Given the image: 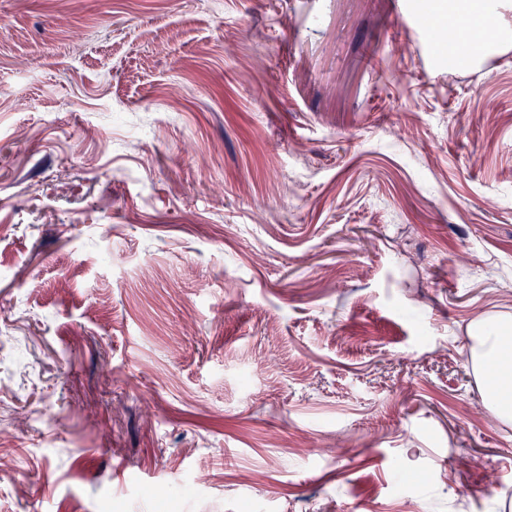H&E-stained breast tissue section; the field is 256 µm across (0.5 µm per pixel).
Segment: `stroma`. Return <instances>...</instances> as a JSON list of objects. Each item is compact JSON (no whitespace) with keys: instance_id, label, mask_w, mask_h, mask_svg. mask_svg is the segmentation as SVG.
I'll return each mask as SVG.
<instances>
[{"instance_id":"stroma-1","label":"stroma","mask_w":512,"mask_h":512,"mask_svg":"<svg viewBox=\"0 0 512 512\" xmlns=\"http://www.w3.org/2000/svg\"><path fill=\"white\" fill-rule=\"evenodd\" d=\"M429 9L0 0V512H512V48ZM470 336V362L486 404L505 422L512 420V329L509 320L479 321ZM494 365L492 372L488 367Z\"/></svg>"}]
</instances>
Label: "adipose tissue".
<instances>
[{
  "label": "adipose tissue",
  "instance_id": "obj_1",
  "mask_svg": "<svg viewBox=\"0 0 512 512\" xmlns=\"http://www.w3.org/2000/svg\"><path fill=\"white\" fill-rule=\"evenodd\" d=\"M512 0H448V19L495 30L498 46L512 45V24L504 16ZM470 362L486 404L503 421L512 420V322L479 321L472 332Z\"/></svg>",
  "mask_w": 512,
  "mask_h": 512
}]
</instances>
